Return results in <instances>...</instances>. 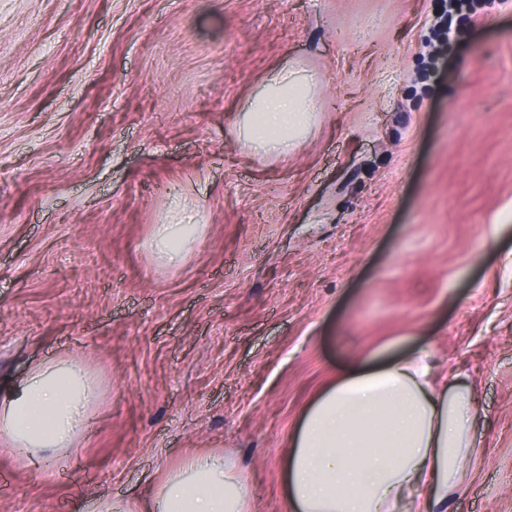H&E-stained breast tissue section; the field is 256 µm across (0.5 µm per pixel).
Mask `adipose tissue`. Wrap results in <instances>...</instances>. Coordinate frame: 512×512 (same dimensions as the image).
Instances as JSON below:
<instances>
[{"instance_id":"obj_1","label":"adipose tissue","mask_w":512,"mask_h":512,"mask_svg":"<svg viewBox=\"0 0 512 512\" xmlns=\"http://www.w3.org/2000/svg\"><path fill=\"white\" fill-rule=\"evenodd\" d=\"M322 108L309 84L280 69L245 110L244 138L283 156ZM427 350L341 375L290 438V512H448L480 445L468 375H434ZM95 381L74 358L44 360L0 396V449L34 461L75 447ZM250 492L223 455H184L137 502L98 496L83 512H247Z\"/></svg>"}]
</instances>
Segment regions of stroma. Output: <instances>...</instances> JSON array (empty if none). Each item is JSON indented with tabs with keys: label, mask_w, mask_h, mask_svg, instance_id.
Here are the masks:
<instances>
[{
	"label": "stroma",
	"mask_w": 512,
	"mask_h": 512,
	"mask_svg": "<svg viewBox=\"0 0 512 512\" xmlns=\"http://www.w3.org/2000/svg\"><path fill=\"white\" fill-rule=\"evenodd\" d=\"M0 0V390L96 379L68 455L0 452V512L145 496L223 454L287 512L305 407L428 350L476 386L448 512H512V0ZM323 109L288 155L243 139L273 73ZM198 226L168 260L158 225Z\"/></svg>",
	"instance_id": "stroma-1"
}]
</instances>
